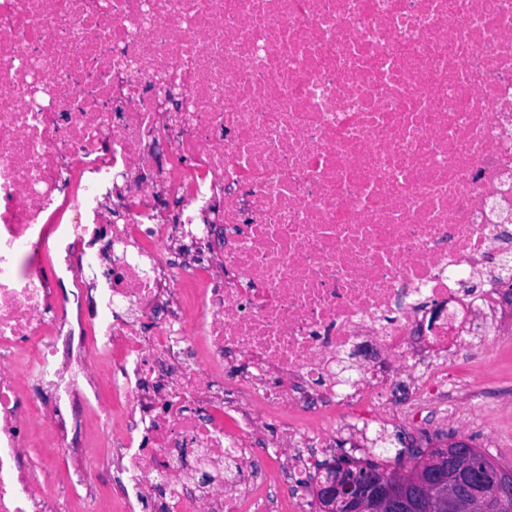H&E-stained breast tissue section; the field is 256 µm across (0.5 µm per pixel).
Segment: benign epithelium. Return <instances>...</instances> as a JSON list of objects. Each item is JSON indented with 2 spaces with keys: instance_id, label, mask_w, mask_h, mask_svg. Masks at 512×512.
<instances>
[{
  "instance_id": "1",
  "label": "benign epithelium",
  "mask_w": 512,
  "mask_h": 512,
  "mask_svg": "<svg viewBox=\"0 0 512 512\" xmlns=\"http://www.w3.org/2000/svg\"><path fill=\"white\" fill-rule=\"evenodd\" d=\"M472 454L466 439L451 437L420 462L428 475L405 487L394 475L344 458L317 483L319 512H463L469 501L479 512H498L512 496V475L474 466Z\"/></svg>"
}]
</instances>
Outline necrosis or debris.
I'll use <instances>...</instances> for the list:
<instances>
[{
	"label": "necrosis or debris",
	"mask_w": 512,
	"mask_h": 512,
	"mask_svg": "<svg viewBox=\"0 0 512 512\" xmlns=\"http://www.w3.org/2000/svg\"><path fill=\"white\" fill-rule=\"evenodd\" d=\"M511 223L512 0H0V512H311L215 413L447 410Z\"/></svg>",
	"instance_id": "obj_1"
}]
</instances>
